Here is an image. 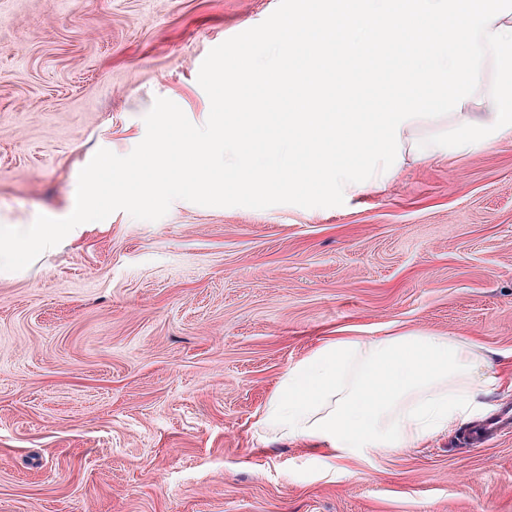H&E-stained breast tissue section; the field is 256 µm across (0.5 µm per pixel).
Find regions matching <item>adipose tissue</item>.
Segmentation results:
<instances>
[{"instance_id": "1", "label": "adipose tissue", "mask_w": 512, "mask_h": 512, "mask_svg": "<svg viewBox=\"0 0 512 512\" xmlns=\"http://www.w3.org/2000/svg\"><path fill=\"white\" fill-rule=\"evenodd\" d=\"M502 378L464 336L405 332L339 336L290 365L265 403L261 429L340 459L414 448L456 429Z\"/></svg>"}]
</instances>
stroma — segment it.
<instances>
[{
    "label": "stroma",
    "mask_w": 512,
    "mask_h": 512,
    "mask_svg": "<svg viewBox=\"0 0 512 512\" xmlns=\"http://www.w3.org/2000/svg\"><path fill=\"white\" fill-rule=\"evenodd\" d=\"M278 0H0V220L65 217L156 98ZM466 336L512 374V140L342 207L174 201L0 277V512H512V433L357 459L257 422L333 336Z\"/></svg>",
    "instance_id": "1"
}]
</instances>
